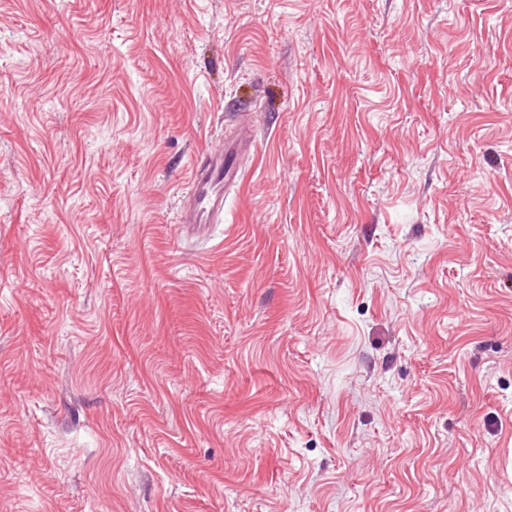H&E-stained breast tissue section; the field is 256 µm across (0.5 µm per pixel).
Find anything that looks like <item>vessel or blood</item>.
<instances>
[{
  "mask_svg": "<svg viewBox=\"0 0 512 512\" xmlns=\"http://www.w3.org/2000/svg\"><path fill=\"white\" fill-rule=\"evenodd\" d=\"M251 140V132L245 130L238 138L221 140L201 152L194 164L188 191L181 199L180 223H218L224 214L228 190L239 180L238 159Z\"/></svg>",
  "mask_w": 512,
  "mask_h": 512,
  "instance_id": "1",
  "label": "vessel or blood"
}]
</instances>
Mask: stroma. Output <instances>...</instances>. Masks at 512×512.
Masks as SVG:
<instances>
[{
	"label": "stroma",
	"mask_w": 512,
	"mask_h": 512,
	"mask_svg": "<svg viewBox=\"0 0 512 512\" xmlns=\"http://www.w3.org/2000/svg\"><path fill=\"white\" fill-rule=\"evenodd\" d=\"M0 512H512V0H0ZM251 131L245 129L236 139L224 138L206 148L197 158L190 186L182 197L179 223L204 226L217 224L224 215L228 189L239 180L238 158L251 145Z\"/></svg>",
	"instance_id": "stroma-1"
}]
</instances>
